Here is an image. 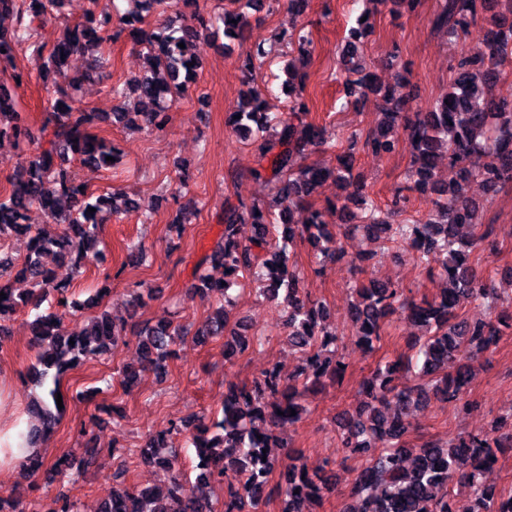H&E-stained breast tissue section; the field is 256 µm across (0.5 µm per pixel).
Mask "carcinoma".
Returning a JSON list of instances; mask_svg holds the SVG:
<instances>
[{
    "instance_id": "carcinoma-1",
    "label": "carcinoma",
    "mask_w": 512,
    "mask_h": 512,
    "mask_svg": "<svg viewBox=\"0 0 512 512\" xmlns=\"http://www.w3.org/2000/svg\"><path fill=\"white\" fill-rule=\"evenodd\" d=\"M64 0H0V58L30 40L31 32L54 19ZM118 0H88L81 21L63 29L60 37L34 42L41 61V77L46 98L42 132L45 145L15 168L8 186L0 190V241L27 238V253L19 261L0 252V339L9 335L7 321L31 302L33 292H16L14 282L27 280L57 297V304L68 300L70 284L55 281V270L68 265L75 272L92 259L103 255L101 225L132 212L149 222L144 202L125 192L95 194L70 170L78 160L95 170L114 167L106 160L120 157L118 148L107 138L92 132L95 122L107 119L115 124L133 122L120 107L105 117L88 112L77 104L75 94L84 76L71 74L72 58L84 53L91 57L89 70L101 68L100 51L126 29L147 48V70L132 81L143 109L139 112L146 127L163 131L169 112L189 90L198 63L189 47L199 32L213 27L224 29V38L238 45L248 73V89L229 124L237 133L255 136L258 157L252 176L276 183L274 198L265 205L239 203L224 207V233L211 253L198 266L218 263L228 270L223 280L197 273L186 285L187 293L202 298L214 296L221 304L208 323L196 332L202 338H225L224 347L245 353L254 339L240 333V321L231 320L234 301L230 291L242 285L240 277L259 281L260 292L283 300L288 312V342L302 359L299 372L288 378L272 366L251 384L232 385L224 393V416L208 425L205 417L192 415L182 421L178 432L190 434L196 450L198 473L187 477L178 456L167 447L166 435L144 440L143 461L155 465L168 476L165 487L157 490L130 488L125 471L112 475V498L99 512H215L211 489L224 484V512H261L271 496L282 499L281 512H304L305 506L330 491L328 478L309 472L300 453L288 462L263 457V450L284 447L287 440L277 433L284 423L298 421L304 411L301 396L330 382L345 372L344 356L339 352L336 334L326 328L323 304L313 297L304 277L290 263L295 232L293 211L310 204V198L330 176L349 190L346 199L365 210L359 225L366 238L391 235L410 246L416 263L430 276H439L447 287L433 299H415L394 284H356L353 305L354 324L359 344L372 351L380 342L389 322L402 313L423 328L415 342L416 351L394 361L378 362L370 378L362 384L370 403L350 417L337 437L340 447L351 454L365 453L369 460L355 470L350 496L354 505L345 512H456L451 489L459 485L472 498L469 512H512V492L495 493L482 480L486 466L495 463L496 451L512 449V424L493 421L481 432L459 436L444 446L434 440L413 444L409 440L410 408L440 397L454 402L459 413L469 411L472 402L467 388L471 362L488 351L498 340L499 322L512 325V311L486 320L470 321L463 310L495 293L473 264L474 253H496V227L479 223L484 203L468 193L477 183L487 194L512 186V98L498 97L495 88L512 65V0H439L433 24L447 30L448 37L459 39L485 21L484 43L460 54L450 62L452 81L424 111H412L414 101L406 77L407 64L399 52L389 55L385 67L394 71V81L383 84L359 51L367 35V22L356 17L346 30L342 51L345 84L357 90L359 98L375 97L380 121L365 141L379 154L395 152L403 137L414 149L412 165L405 172L404 185L394 195L393 207L406 202L404 192L436 196L433 206L437 218L422 217L411 224H391L365 194L359 176L353 173L354 150L359 135L336 136L331 144L323 127L305 121L310 109L303 97L307 73L293 61L284 68L283 85L289 88L288 112H265L266 93L253 71L255 62L270 53L261 43H250L249 15L240 0H227L224 11L205 14L195 9L186 21H166L152 28L146 18L162 16L180 4L199 5V0H131L136 8L120 13ZM310 0H288L292 31L288 43L297 46L301 60L311 55L312 40L297 25ZM14 19L5 28L1 21ZM184 47H179V44ZM28 136L15 111L6 82L0 78V139ZM347 146L337 155L338 167L306 165L312 150ZM39 208L55 224L63 226L56 236H46L28 223L31 208ZM95 212L90 213L88 209ZM252 225L250 237L239 236V226ZM472 227L468 237L460 228ZM317 247L319 260H341L343 249L320 220L317 210L301 225ZM127 329L101 312L70 334L59 332L55 315H38L31 323L33 343L38 347V366L33 377L42 384L52 379L48 395L56 399L61 375L77 363L94 359L113 346ZM140 357L138 365L123 367L121 383L133 382L139 372L166 373V361L180 329L169 322L145 324L136 332ZM74 344H69V341ZM37 423L30 436L38 441L50 438L60 419V409L47 402L33 404ZM296 415H290V410ZM282 414H277V411ZM94 463L93 455L76 458L66 453L52 462L38 456L20 463V470L35 474L40 470L54 478L63 468ZM284 467L285 484L269 486L273 472ZM299 493H294V490ZM0 512H25L15 491H0Z\"/></svg>"
}]
</instances>
